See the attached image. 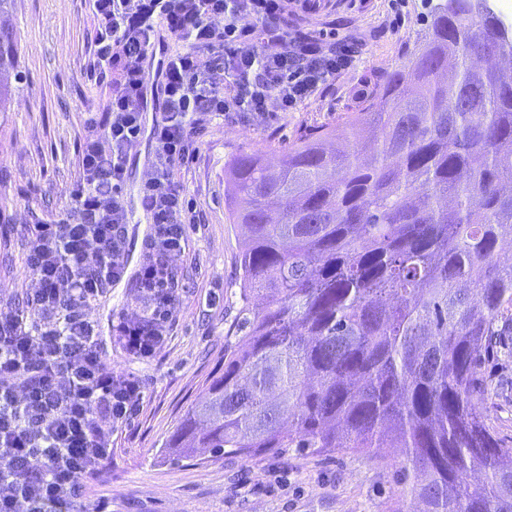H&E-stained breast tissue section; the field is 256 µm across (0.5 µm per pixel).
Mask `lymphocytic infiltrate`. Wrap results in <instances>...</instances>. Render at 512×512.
<instances>
[{"label":"lymphocytic infiltrate","mask_w":512,"mask_h":512,"mask_svg":"<svg viewBox=\"0 0 512 512\" xmlns=\"http://www.w3.org/2000/svg\"><path fill=\"white\" fill-rule=\"evenodd\" d=\"M98 24L91 73L111 79L107 124L87 118L82 175L65 218L35 225L28 297L39 323L0 316V512H83L85 483L112 456L114 428L140 414L143 387L97 351V324L84 310L125 275L123 202L128 154L143 125V65L159 26L185 44L161 63L166 112L154 124L152 173L139 194L153 231L138 271L143 309L115 332L134 358L153 356L174 319L189 201L175 173L204 124L237 112L293 109L355 60L352 43L288 36L295 0H90Z\"/></svg>","instance_id":"lymphocytic-infiltrate-1"}]
</instances>
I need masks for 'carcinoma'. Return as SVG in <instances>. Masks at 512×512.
<instances>
[{"label":"carcinoma","instance_id":"obj_1","mask_svg":"<svg viewBox=\"0 0 512 512\" xmlns=\"http://www.w3.org/2000/svg\"><path fill=\"white\" fill-rule=\"evenodd\" d=\"M15 40L0 28V103ZM501 48L481 12L436 7L343 147L318 130L275 170L259 153L232 161L239 336L169 439L175 459L401 448V493L421 512H512V448L479 386L512 319V75L472 65Z\"/></svg>","mask_w":512,"mask_h":512}]
</instances>
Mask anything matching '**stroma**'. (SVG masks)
Segmentation results:
<instances>
[{
    "instance_id": "35a3bbf8",
    "label": "stroma",
    "mask_w": 512,
    "mask_h": 512,
    "mask_svg": "<svg viewBox=\"0 0 512 512\" xmlns=\"http://www.w3.org/2000/svg\"><path fill=\"white\" fill-rule=\"evenodd\" d=\"M425 13L424 0H319L314 10L289 14V32L357 42L358 56L329 87L290 111L206 125L196 152L176 167L198 223L174 260L183 285L174 325L159 352L136 359L113 336L111 323L142 310L136 276L151 217L140 205L139 187L153 160L148 130L165 110L160 80L148 84L147 133L126 163L128 272L86 310L99 325L103 359L141 382L143 409L135 423L113 431L111 460L85 485L88 503L107 502L109 512H416V500L401 495L397 482L406 461L399 448L384 456L288 448L249 460L201 453L177 461L166 443L223 374L237 332L247 231L230 222L224 206L229 164L245 153L282 155L321 129L345 135L350 117L414 46ZM0 27L16 35L20 70L0 106V305L18 307L38 286L26 265L31 228L68 207L82 173L86 119L109 112L112 83L88 75L96 20L87 0H16ZM480 380L485 422L502 447L512 448V328L494 337Z\"/></svg>"
}]
</instances>
